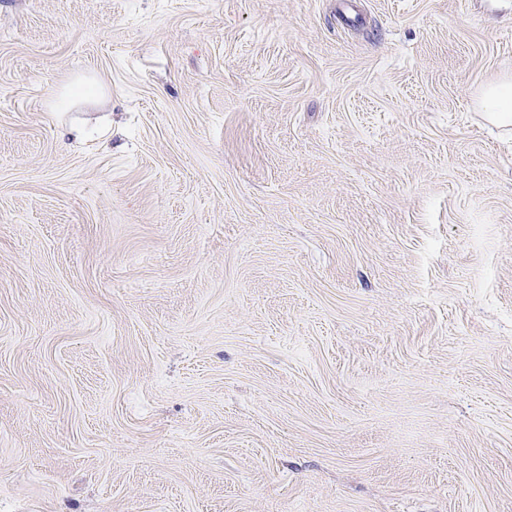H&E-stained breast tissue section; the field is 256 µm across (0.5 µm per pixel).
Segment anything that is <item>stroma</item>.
<instances>
[{
    "label": "stroma",
    "instance_id": "1",
    "mask_svg": "<svg viewBox=\"0 0 512 512\" xmlns=\"http://www.w3.org/2000/svg\"><path fill=\"white\" fill-rule=\"evenodd\" d=\"M512 0H0V512H512ZM478 107L485 118L505 129L512 126V77L504 76L484 85Z\"/></svg>",
    "mask_w": 512,
    "mask_h": 512
}]
</instances>
